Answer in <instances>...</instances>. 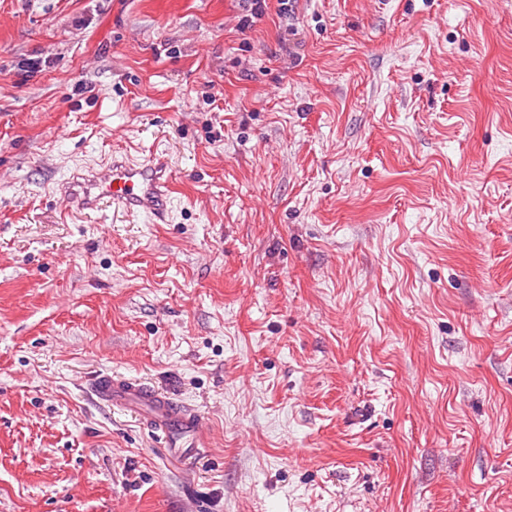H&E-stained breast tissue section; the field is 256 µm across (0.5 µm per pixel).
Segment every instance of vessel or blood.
Returning <instances> with one entry per match:
<instances>
[{
  "mask_svg": "<svg viewBox=\"0 0 512 512\" xmlns=\"http://www.w3.org/2000/svg\"><path fill=\"white\" fill-rule=\"evenodd\" d=\"M171 181L172 166L162 154L141 160L114 154L96 169L59 180L55 191L71 211H94L107 201L128 217L163 224L172 207ZM93 387L100 400L139 414L173 452L190 455L206 447L202 415L165 392L136 379L105 375L95 377Z\"/></svg>",
  "mask_w": 512,
  "mask_h": 512,
  "instance_id": "vessel-or-blood-1",
  "label": "vessel or blood"
}]
</instances>
